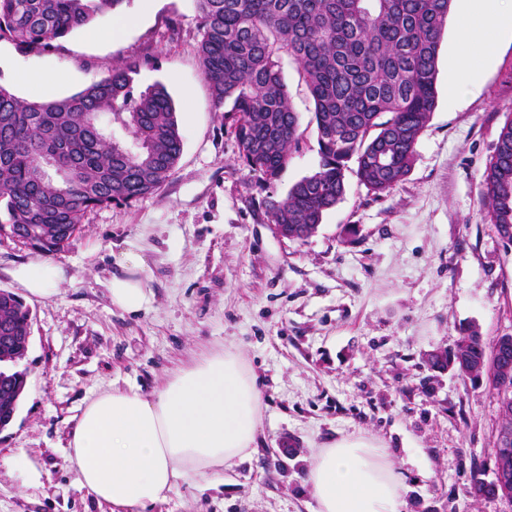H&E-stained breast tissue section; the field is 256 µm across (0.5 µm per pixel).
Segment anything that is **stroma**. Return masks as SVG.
I'll list each match as a JSON object with an SVG mask.
<instances>
[{
    "label": "stroma",
    "mask_w": 512,
    "mask_h": 512,
    "mask_svg": "<svg viewBox=\"0 0 512 512\" xmlns=\"http://www.w3.org/2000/svg\"><path fill=\"white\" fill-rule=\"evenodd\" d=\"M452 0L440 49L438 102L415 145L410 173L380 198L355 175L344 199L306 241L279 237L259 204L285 196L319 162L313 101L295 61L282 56L299 115L300 145L273 188L251 179L233 134L213 112L201 73L191 0H133L118 39L108 18L50 52L0 43V85L21 97L20 73L60 76L58 99L102 78L123 58L146 64L138 88L162 83L176 108L183 152L153 194L88 212L64 251L68 280L28 302L32 337L17 370L27 386L0 431V512H110L76 482L67 438L85 403L117 385L148 393L207 349H236L261 391L255 450L230 481L180 483L145 512H313L304 481L317 448L361 436L402 480L404 512H512L470 498L464 484L486 463L499 426L485 383L431 370L465 328L485 341L512 335V247L480 201L498 134L512 119V38L502 37L478 82L454 66L460 46ZM135 245L150 303L130 315L104 283ZM0 235V289L22 295L11 272L41 259ZM42 474L30 482L25 463Z\"/></svg>",
    "instance_id": "1"
}]
</instances>
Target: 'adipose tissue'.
<instances>
[{"instance_id": "ef3b65f1", "label": "adipose tissue", "mask_w": 512, "mask_h": 512, "mask_svg": "<svg viewBox=\"0 0 512 512\" xmlns=\"http://www.w3.org/2000/svg\"><path fill=\"white\" fill-rule=\"evenodd\" d=\"M512 33V7L503 0H465L458 18L464 46L458 65L476 76L499 35ZM123 274L106 283L114 306L141 312L150 299L140 257L122 254ZM27 299L53 296L67 280L59 265L34 260L13 272ZM261 392L236 351L213 350L174 371L145 393L114 387L89 399L68 436L67 461L94 499L146 508L179 482L231 470L248 456L260 424ZM314 512H402L401 484L372 441L344 437L320 448L306 472Z\"/></svg>"}]
</instances>
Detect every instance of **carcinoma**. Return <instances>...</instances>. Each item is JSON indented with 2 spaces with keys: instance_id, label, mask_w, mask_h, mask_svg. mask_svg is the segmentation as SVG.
Here are the masks:
<instances>
[{
  "instance_id": "cac0c4a2",
  "label": "carcinoma",
  "mask_w": 512,
  "mask_h": 512,
  "mask_svg": "<svg viewBox=\"0 0 512 512\" xmlns=\"http://www.w3.org/2000/svg\"><path fill=\"white\" fill-rule=\"evenodd\" d=\"M131 0H0V41L49 51ZM197 54L212 110L224 117L248 175L272 186L299 148V116L283 79L285 52L314 104L319 163L285 197L263 201L272 224L307 239L343 200L347 172L379 198L411 170L414 148L437 106V63L452 0H193ZM146 60L128 58L107 76L58 100L23 98L0 85V204L10 236L59 252L85 214L157 191L177 166L183 142L161 84L138 90ZM121 129L126 139L114 137ZM480 200L497 236L512 244V120L500 130L483 174ZM26 308L0 297V336H22ZM471 364L458 374L488 379L512 364V342L466 335ZM25 376L0 369V421L14 411ZM512 401L499 403L490 455H512ZM474 499L512 496V478L471 472Z\"/></svg>"
}]
</instances>
